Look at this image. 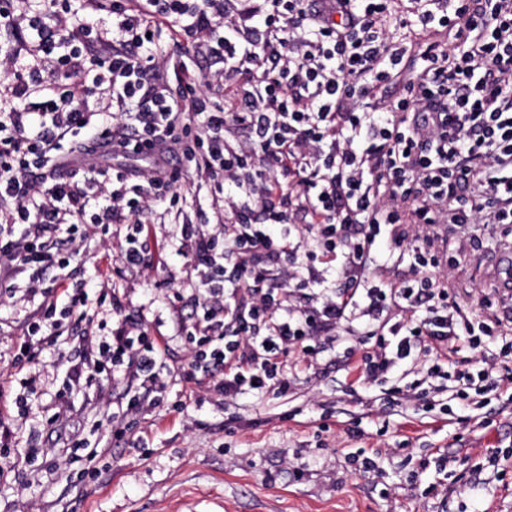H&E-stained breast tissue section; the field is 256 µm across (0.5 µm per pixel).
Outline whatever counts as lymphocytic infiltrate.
Wrapping results in <instances>:
<instances>
[{
	"instance_id": "lymphocytic-infiltrate-1",
	"label": "lymphocytic infiltrate",
	"mask_w": 512,
	"mask_h": 512,
	"mask_svg": "<svg viewBox=\"0 0 512 512\" xmlns=\"http://www.w3.org/2000/svg\"><path fill=\"white\" fill-rule=\"evenodd\" d=\"M0 0V295L39 297L15 364L32 365L14 403L28 418L39 396L36 365L63 354L70 327L104 329L67 368V392L128 386L118 417L156 405L171 370L168 335L191 346L192 375L222 400L287 392L283 360L312 354L315 337L341 321L373 325L392 307L407 313L373 346L361 370L377 381L425 358L447 377L456 343L483 350L497 322L459 325L433 271L439 224L512 223V0H427L413 24L453 31L449 46L407 55L390 44V0H265L260 28L236 17L231 0ZM172 25L175 46H200L239 77L233 101L211 102L214 78L190 74L179 89L163 78L155 28ZM412 70L400 76L402 61ZM395 102L372 104L379 85ZM107 97L108 110L86 100ZM254 146L234 145V129ZM144 157L140 182L126 169L90 163L96 150ZM214 182L233 216L213 230L179 229L178 250L197 314L171 303V332L127 319L113 282L146 265L154 206L186 201L188 173ZM303 211L317 247L340 261L346 288L324 291V275L300 262L289 214ZM126 225L120 266L101 260L89 296L66 269L89 232ZM282 227L272 236L268 227ZM411 224L413 279L388 280L374 253L387 228ZM56 285H43L49 270ZM305 304H294L298 288Z\"/></svg>"
}]
</instances>
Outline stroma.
I'll use <instances>...</instances> for the list:
<instances>
[{
	"label": "stroma",
	"mask_w": 512,
	"mask_h": 512,
	"mask_svg": "<svg viewBox=\"0 0 512 512\" xmlns=\"http://www.w3.org/2000/svg\"><path fill=\"white\" fill-rule=\"evenodd\" d=\"M182 212L157 207V269L118 281L125 313L148 325L168 318L167 298L183 284L176 224L215 223L212 190L190 177ZM433 248L463 319L512 316V224H442ZM127 229L88 237L68 271L96 292L101 256L119 254ZM31 305L0 297V387H9L13 354ZM361 321L342 322L314 359L291 356L287 393L217 405L207 385L187 377L190 354L170 337L171 383L154 408L123 420V439L89 462L64 438L99 441L113 406L96 389L75 395L61 432L45 422L58 403L65 367L40 369L44 394L20 425L22 449L0 481V512H512V394L478 396L444 389L425 363L405 364L374 382L358 370ZM484 361L493 378L512 374L498 345L477 353L458 345L456 370ZM377 463L356 471L351 454Z\"/></svg>",
	"instance_id": "obj_1"
}]
</instances>
